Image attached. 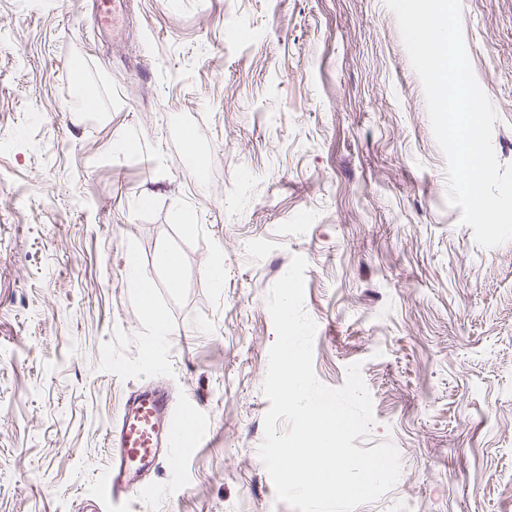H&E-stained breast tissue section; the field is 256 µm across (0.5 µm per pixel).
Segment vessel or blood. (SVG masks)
I'll list each match as a JSON object with an SVG mask.
<instances>
[{"instance_id":"b4317fda","label":"vessel or blood","mask_w":512,"mask_h":512,"mask_svg":"<svg viewBox=\"0 0 512 512\" xmlns=\"http://www.w3.org/2000/svg\"><path fill=\"white\" fill-rule=\"evenodd\" d=\"M174 413L165 390L137 387L128 392L107 433L110 464L102 496L85 512H122L125 501L143 492L163 462L175 460Z\"/></svg>"}]
</instances>
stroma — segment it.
Here are the masks:
<instances>
[{"instance_id": "35a3bbf8", "label": "stroma", "mask_w": 512, "mask_h": 512, "mask_svg": "<svg viewBox=\"0 0 512 512\" xmlns=\"http://www.w3.org/2000/svg\"><path fill=\"white\" fill-rule=\"evenodd\" d=\"M130 3L110 32L94 0H0V512H79L142 385L171 394L187 436L123 512H292L258 448L265 299L296 255L315 375L338 388L360 364L374 424L354 444L392 441L407 479L355 512L405 494L417 512H512V241L479 247L447 205L385 0ZM461 7L512 164V0ZM128 269L130 279L136 288H138L141 305L144 312L146 313L148 323L152 328L153 335L162 336L164 334V323L162 318L152 310L150 286L140 278L134 260H129Z\"/></svg>"}]
</instances>
